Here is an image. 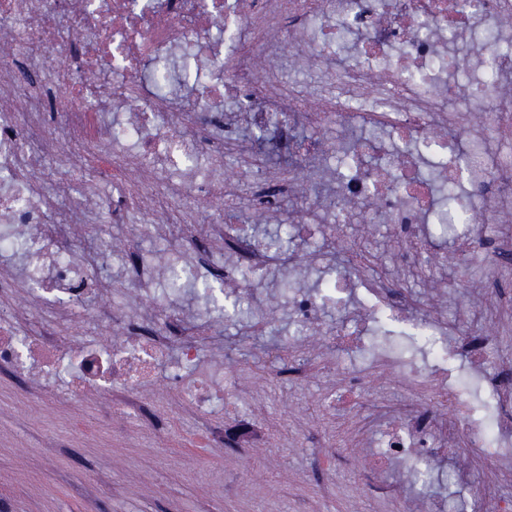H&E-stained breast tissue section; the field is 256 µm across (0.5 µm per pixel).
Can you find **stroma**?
<instances>
[{
  "instance_id": "obj_1",
  "label": "stroma",
  "mask_w": 512,
  "mask_h": 512,
  "mask_svg": "<svg viewBox=\"0 0 512 512\" xmlns=\"http://www.w3.org/2000/svg\"><path fill=\"white\" fill-rule=\"evenodd\" d=\"M107 239L112 243V300L130 315H140L145 299L132 295L121 275L122 259L132 249L160 257L168 247L133 235L125 224L112 225ZM439 261V250L430 249L404 286L433 309L464 312L482 294L479 273L454 264L443 268ZM0 280L10 284L0 294V311L65 332L78 330L88 344L108 337L94 320L92 306L65 320L38 308L16 268L0 266ZM261 312L273 319L268 333L243 335L242 320ZM212 313L222 319L224 340L202 353L199 366L236 376V395L246 412L269 429L267 447L202 446L193 432L197 415L187 408L165 442L150 434L131 440L98 426L96 396L60 400L38 382L0 374V490L8 496L7 512H397L394 501L359 489L360 463L374 449L379 430L361 432L341 423L350 453L325 475L311 470L323 453L315 439L286 443L289 429L317 424L336 384L322 373L301 383L283 373L274 355L283 342L293 343L304 363L324 357L326 347L290 320L279 286L266 284L258 300L230 299ZM391 479L406 494L408 512H420V498L430 490L451 492L462 510L471 502L466 485L440 481L427 486L403 467L392 471Z\"/></svg>"
}]
</instances>
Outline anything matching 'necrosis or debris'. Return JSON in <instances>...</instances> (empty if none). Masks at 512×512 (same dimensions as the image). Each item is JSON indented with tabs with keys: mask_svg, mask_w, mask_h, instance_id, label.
I'll return each mask as SVG.
<instances>
[{
	"mask_svg": "<svg viewBox=\"0 0 512 512\" xmlns=\"http://www.w3.org/2000/svg\"><path fill=\"white\" fill-rule=\"evenodd\" d=\"M497 32L500 45L476 51L474 66L493 67V83L452 79L453 46L476 27ZM0 263H20L38 297L79 305L100 298L95 320L116 339L83 347L54 328L21 329L0 314V370L38 371L59 396L107 390L105 416L141 427L162 421L144 388L170 356L185 376L179 401L218 413L204 440L218 447L261 448L266 435L241 418L242 405L223 376L191 370L217 342L211 318H189L182 304L210 275L208 242L224 244L223 277L237 295L277 273L296 272V252L273 247L238 221L242 202L279 217L280 202L307 188L299 236L339 249L340 267L316 290L301 286L291 314L318 329L330 347L362 351L377 315L418 337L433 356L430 369L404 364L399 349L380 354L428 386L426 399L365 398L369 370L340 359L281 364L302 380L321 368L341 382L336 404L359 429L385 430L365 481L400 498L383 479L393 462L412 469L467 452L475 471L455 470L453 484L473 483L479 512H512V353L497 332L512 313V0H0ZM303 66L332 62L312 94L284 83L276 67L285 52ZM137 102L123 117L128 102ZM177 115L180 127L168 125ZM334 125L335 146L348 150L349 173L325 167L329 147L300 136V127ZM96 158L93 171L60 168L55 183L25 172L61 144ZM433 156L436 180L422 174ZM205 160L188 187L163 179L130 181L142 163L178 169ZM121 183V195L91 201L96 179ZM463 185L467 202L451 212L435 182ZM82 183L69 199L75 216L95 206L98 229L74 245V227L52 219L55 190ZM219 201L224 218L199 223L188 201ZM365 220L390 226L387 265L353 242L359 204ZM163 212L146 225L165 241L170 259L156 268L131 254L130 288H151L158 274L177 287L149 298L144 318L109 303L112 279L94 272L109 263L104 234L145 207ZM444 226L448 258L482 273V295L463 314L429 312L404 288L431 244L426 224ZM343 309L345 327L328 328L324 306Z\"/></svg>",
	"mask_w": 512,
	"mask_h": 512,
	"instance_id": "4bbe7bcc",
	"label": "necrosis or debris"
}]
</instances>
